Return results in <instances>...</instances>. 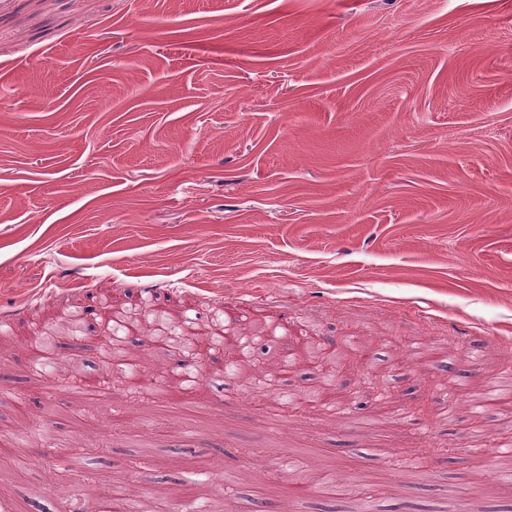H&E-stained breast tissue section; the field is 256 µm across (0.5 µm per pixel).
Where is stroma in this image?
<instances>
[{
	"label": "stroma",
	"instance_id": "1",
	"mask_svg": "<svg viewBox=\"0 0 512 512\" xmlns=\"http://www.w3.org/2000/svg\"><path fill=\"white\" fill-rule=\"evenodd\" d=\"M143 302L264 329L261 363L313 336L360 367L301 419L230 379L103 404L34 374L75 314L58 364L96 376ZM0 336V439L39 427L9 512L116 481L201 512H512V400L471 405L512 367V0H0ZM81 438L105 453L78 490L42 450ZM127 315H122L120 318L112 317V327L109 328V335L107 340L104 341L107 346H104V354L112 358L113 362L117 364L118 369L123 371V368H127L130 371L133 367H137L138 364H129L125 356L122 354V343L130 329V319ZM113 366V368L115 367ZM54 349V336H40L37 346L38 355L33 364V372L35 375L46 376L55 374L57 367Z\"/></svg>",
	"mask_w": 512,
	"mask_h": 512
}]
</instances>
